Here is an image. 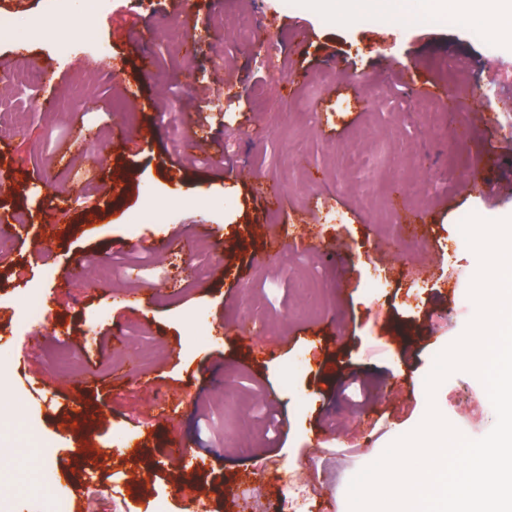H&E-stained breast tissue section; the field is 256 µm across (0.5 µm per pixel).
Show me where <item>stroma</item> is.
Listing matches in <instances>:
<instances>
[{"label": "stroma", "instance_id": "obj_1", "mask_svg": "<svg viewBox=\"0 0 512 512\" xmlns=\"http://www.w3.org/2000/svg\"><path fill=\"white\" fill-rule=\"evenodd\" d=\"M455 13L451 0H383L359 24L318 0H112L90 38L50 31V0H0V17L43 26L0 40V95L15 101L0 227L28 217L0 263V405L68 473L73 512H251L279 500L291 469L327 476L314 503L349 512L350 479L428 403L468 438L491 430L474 375L425 388L475 315L478 258L460 222L512 217V34L479 11L449 23ZM22 66L41 76L35 93L14 79ZM409 77L452 103L422 113ZM80 127L93 137L58 160ZM497 178L494 200L461 188ZM81 180L111 205L76 207ZM148 203L140 237L191 229L196 244L137 252L131 274L127 226ZM48 208L65 238L47 252ZM31 288L52 320L11 335ZM395 377L408 385L399 401L385 396ZM371 396L392 421L356 447ZM174 431L193 444L187 461L165 453Z\"/></svg>", "mask_w": 512, "mask_h": 512}]
</instances>
